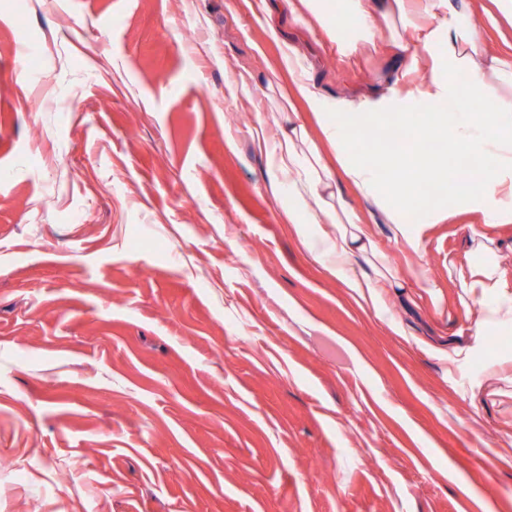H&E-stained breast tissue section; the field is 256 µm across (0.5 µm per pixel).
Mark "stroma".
<instances>
[{"label": "stroma", "instance_id": "stroma-1", "mask_svg": "<svg viewBox=\"0 0 512 512\" xmlns=\"http://www.w3.org/2000/svg\"><path fill=\"white\" fill-rule=\"evenodd\" d=\"M251 2L0 0V512H512V345L448 274L470 215L416 251L372 225L416 304L360 307L252 140L268 24L330 100L429 71Z\"/></svg>", "mask_w": 512, "mask_h": 512}]
</instances>
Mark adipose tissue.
Instances as JSON below:
<instances>
[{
  "instance_id": "obj_1",
  "label": "adipose tissue",
  "mask_w": 512,
  "mask_h": 512,
  "mask_svg": "<svg viewBox=\"0 0 512 512\" xmlns=\"http://www.w3.org/2000/svg\"><path fill=\"white\" fill-rule=\"evenodd\" d=\"M483 14H475L470 0H346L337 10L335 0H287L288 11L306 24L317 25L334 42L340 56L351 57L364 47H381L394 58L406 52L420 57L441 52L442 65L451 80L432 75L428 82L395 92L382 103L365 97H339L329 101L315 89L304 57L285 47L278 68L267 75L275 88L289 77L284 109L275 113V141H268L264 127L253 140L268 157L265 190L277 203L294 234L309 252L335 269L337 280L358 298L378 305L381 292L399 282L378 253L370 232L341 190L348 181L370 206L372 218L390 225L395 237L410 239L412 224H440L461 211L479 215L484 224H511L512 208L495 206L499 197H512V52L491 50L479 37L485 24L512 25V0H490ZM354 19L351 33H344L342 13ZM385 27H378L377 19ZM304 104L320 126L326 144L318 146L303 122L297 104ZM431 106L419 124V134L447 143L453 160L478 159L482 179L462 183L445 203L417 207L415 183L431 177L430 165L419 155H395L392 146L369 153L354 145L358 131L381 125L398 130L415 105ZM448 112H441V105ZM397 156L403 173L379 183L374 170L379 157ZM461 284L485 298L486 323L512 326V303L492 304L501 278L488 263Z\"/></svg>"
}]
</instances>
